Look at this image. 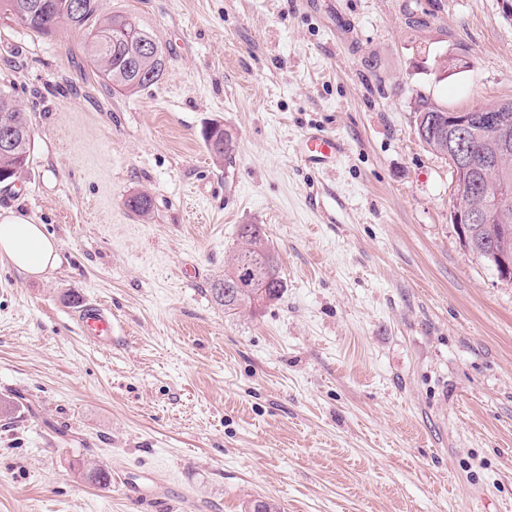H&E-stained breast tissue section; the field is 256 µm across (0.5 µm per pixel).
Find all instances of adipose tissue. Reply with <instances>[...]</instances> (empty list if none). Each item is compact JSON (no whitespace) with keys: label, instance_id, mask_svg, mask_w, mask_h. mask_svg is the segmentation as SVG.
<instances>
[{"label":"adipose tissue","instance_id":"obj_1","mask_svg":"<svg viewBox=\"0 0 512 512\" xmlns=\"http://www.w3.org/2000/svg\"><path fill=\"white\" fill-rule=\"evenodd\" d=\"M19 270L39 276L59 263V243L43 225L13 211L0 212V257Z\"/></svg>","mask_w":512,"mask_h":512}]
</instances>
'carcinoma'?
Masks as SVG:
<instances>
[{
  "label": "carcinoma",
  "mask_w": 512,
  "mask_h": 512,
  "mask_svg": "<svg viewBox=\"0 0 512 512\" xmlns=\"http://www.w3.org/2000/svg\"><path fill=\"white\" fill-rule=\"evenodd\" d=\"M38 13L28 19L24 26L42 34L51 35L62 24L73 26L66 8L68 0H42ZM87 8L79 20L81 28L90 36L89 61L98 78L113 89L126 93H138L158 82L163 74L166 55L162 43L156 40L152 49L140 54L136 62V73H126L127 56L116 43V35L125 29L136 36L153 37L143 29L131 14H117L100 20L97 18L96 0H85ZM417 119L440 118L448 121V109L423 98L416 102ZM7 117L21 129L15 149L0 151V183L12 181L17 173L29 166L33 160V131L27 113L6 91L0 90V118ZM469 144L473 151L493 157L498 134L485 126L483 113H472ZM422 143L433 153L445 155L448 143V128L424 126ZM126 206L134 214L144 217L152 208V199L145 193L133 194ZM472 246L468 250L479 258L484 257L481 248L487 242L497 240L512 250V223L501 224L489 216L483 224L468 225ZM241 245L233 249L224 261V279L213 288L215 298L224 306V312L236 314L243 309L256 311L264 305L281 300L285 284L281 274L279 254L260 224H243L239 229ZM81 474L88 481L101 487L110 484V475L102 468H84Z\"/></svg>",
  "instance_id": "cac0c4a2"
}]
</instances>
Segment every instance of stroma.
<instances>
[{
  "label": "stroma",
  "instance_id": "obj_1",
  "mask_svg": "<svg viewBox=\"0 0 512 512\" xmlns=\"http://www.w3.org/2000/svg\"><path fill=\"white\" fill-rule=\"evenodd\" d=\"M96 3L161 41L153 86L105 87L86 31L0 20L34 141L0 209L60 243L39 277L0 257V512H144L120 482L141 471L190 512H512V283L464 249L414 112L512 98L499 0ZM310 126L348 144L333 173L293 151ZM243 224L285 292L228 315L211 289ZM79 292L120 321L112 346L82 335Z\"/></svg>",
  "mask_w": 512,
  "mask_h": 512
}]
</instances>
